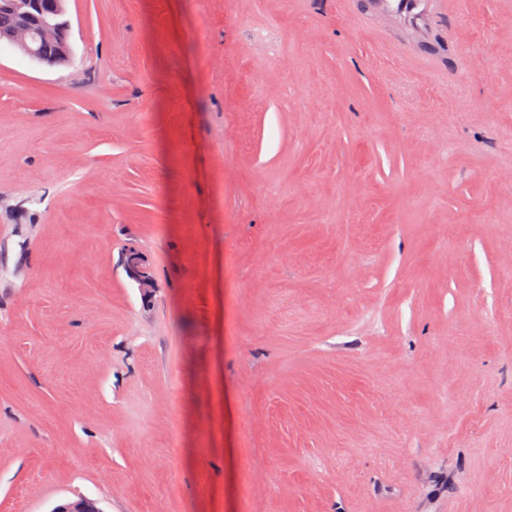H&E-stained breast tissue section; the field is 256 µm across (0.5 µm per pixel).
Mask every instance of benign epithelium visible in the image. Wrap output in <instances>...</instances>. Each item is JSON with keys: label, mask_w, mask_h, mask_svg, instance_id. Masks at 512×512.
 <instances>
[{"label": "benign epithelium", "mask_w": 512, "mask_h": 512, "mask_svg": "<svg viewBox=\"0 0 512 512\" xmlns=\"http://www.w3.org/2000/svg\"><path fill=\"white\" fill-rule=\"evenodd\" d=\"M66 0H5V7L14 15V25L0 33V43L5 42L41 64L57 65L68 61L71 55L69 32L71 22L67 17ZM53 42L56 50L44 55L32 48L35 38ZM124 267L141 288L150 292L154 289V278L146 260L138 249L125 252ZM52 512H103L98 502L78 496L55 506Z\"/></svg>", "instance_id": "7a95c632"}]
</instances>
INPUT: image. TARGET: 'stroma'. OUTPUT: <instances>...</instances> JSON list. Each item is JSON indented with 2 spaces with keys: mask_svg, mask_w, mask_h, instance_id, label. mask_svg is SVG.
I'll use <instances>...</instances> for the list:
<instances>
[{
  "mask_svg": "<svg viewBox=\"0 0 512 512\" xmlns=\"http://www.w3.org/2000/svg\"><path fill=\"white\" fill-rule=\"evenodd\" d=\"M66 10L0 46V512H512V0ZM4 1L15 22L10 29L0 33V45L5 42L41 64L57 65L68 61L71 22L65 8L67 0H0V29L9 26L12 20L10 13L2 8ZM35 36L43 42L55 43V52L52 55L36 52L32 48ZM35 43L37 49L52 53L53 45L43 44L38 39ZM123 264L129 275L139 283L140 288L148 292L154 289V278L142 252L136 248L127 249Z\"/></svg>",
  "mask_w": 512,
  "mask_h": 512,
  "instance_id": "1",
  "label": "stroma"
}]
</instances>
